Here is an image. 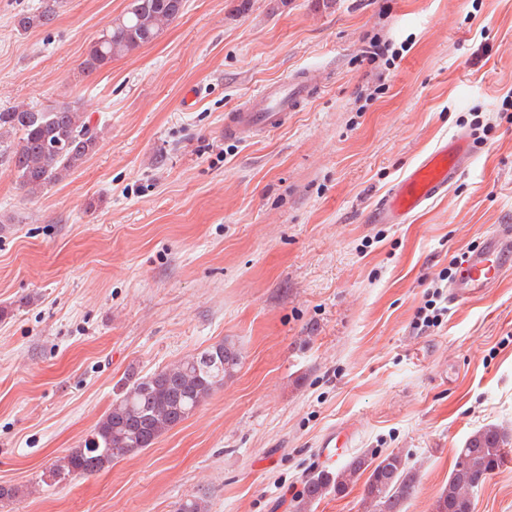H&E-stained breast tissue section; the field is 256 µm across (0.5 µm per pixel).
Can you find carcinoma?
<instances>
[{
  "instance_id": "carcinoma-1",
  "label": "carcinoma",
  "mask_w": 512,
  "mask_h": 512,
  "mask_svg": "<svg viewBox=\"0 0 512 512\" xmlns=\"http://www.w3.org/2000/svg\"><path fill=\"white\" fill-rule=\"evenodd\" d=\"M183 8L184 0H132L128 11L91 46L84 70H100L152 43ZM54 18L55 11L47 7L22 15L17 27L26 32L47 26ZM13 134L19 135L15 145L10 142ZM100 135L90 118L71 104L50 110L14 107L0 111V162L11 166L21 185L34 194L80 166L94 152ZM240 363L239 349L226 339L150 375L128 374L89 438L59 458L49 476L61 482L72 474H93L151 447L232 378ZM511 443L512 434L497 425L488 424L472 433L460 449L458 463L433 512H471V493L499 469L502 450ZM363 476V501L369 512H403L404 504L417 491V470L403 454L391 452L377 463L358 455L334 472L310 475L297 512H310L313 504L330 492H347ZM177 512H208L206 500L192 495L179 503Z\"/></svg>"
}]
</instances>
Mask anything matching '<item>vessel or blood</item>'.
Wrapping results in <instances>:
<instances>
[{
    "label": "vessel or blood",
    "instance_id": "1",
    "mask_svg": "<svg viewBox=\"0 0 512 512\" xmlns=\"http://www.w3.org/2000/svg\"><path fill=\"white\" fill-rule=\"evenodd\" d=\"M320 75L306 70L260 87L224 118L226 137L248 141L284 126L289 116L317 92ZM473 154L469 137L451 135L413 166L386 193L371 213L378 224L408 222L431 200L444 194L463 174ZM512 271V225L501 224L465 252L448 287V300L464 304L481 298Z\"/></svg>",
    "mask_w": 512,
    "mask_h": 512
}]
</instances>
